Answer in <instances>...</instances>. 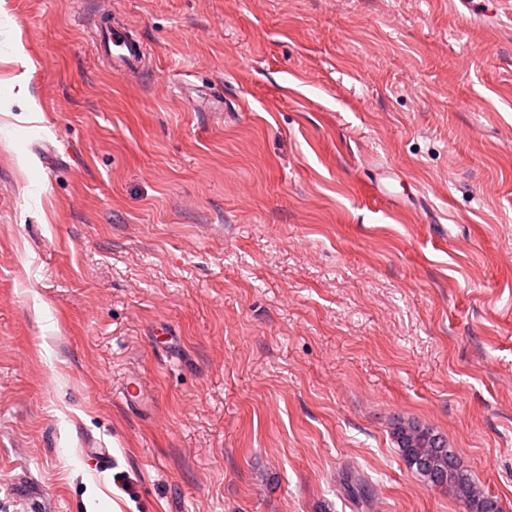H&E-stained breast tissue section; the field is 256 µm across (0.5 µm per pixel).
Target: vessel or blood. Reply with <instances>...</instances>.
Instances as JSON below:
<instances>
[{
    "instance_id": "b4317fda",
    "label": "vessel or blood",
    "mask_w": 512,
    "mask_h": 512,
    "mask_svg": "<svg viewBox=\"0 0 512 512\" xmlns=\"http://www.w3.org/2000/svg\"><path fill=\"white\" fill-rule=\"evenodd\" d=\"M99 57L113 72L133 77L146 68V48L131 30L113 24L111 16H103L94 32Z\"/></svg>"
}]
</instances>
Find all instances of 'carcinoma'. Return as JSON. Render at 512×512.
Segmentation results:
<instances>
[{
  "mask_svg": "<svg viewBox=\"0 0 512 512\" xmlns=\"http://www.w3.org/2000/svg\"><path fill=\"white\" fill-rule=\"evenodd\" d=\"M392 437L405 465L428 485L444 490L462 503L466 512H501L497 499L481 492L456 449L435 428L397 419ZM343 494L356 509L370 506L369 484L352 471L341 474Z\"/></svg>",
  "mask_w": 512,
  "mask_h": 512,
  "instance_id": "1",
  "label": "carcinoma"
}]
</instances>
